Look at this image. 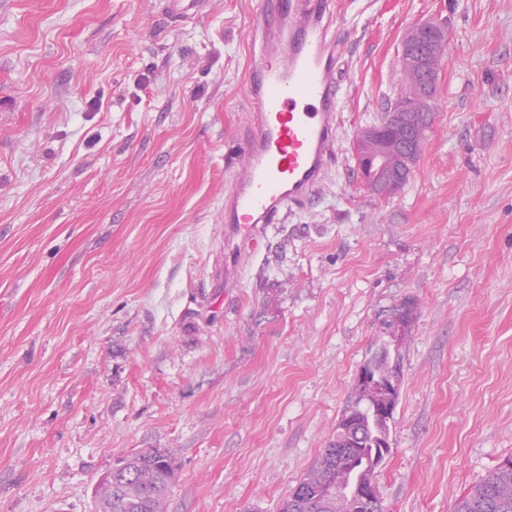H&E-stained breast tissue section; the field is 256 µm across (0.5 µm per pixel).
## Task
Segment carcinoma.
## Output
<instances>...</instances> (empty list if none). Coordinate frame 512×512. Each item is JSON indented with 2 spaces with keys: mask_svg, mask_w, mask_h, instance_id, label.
<instances>
[{
  "mask_svg": "<svg viewBox=\"0 0 512 512\" xmlns=\"http://www.w3.org/2000/svg\"><path fill=\"white\" fill-rule=\"evenodd\" d=\"M386 395L377 386L357 393L344 417L353 426V440L344 447L329 442L286 500L280 512H351L346 493H336V482L349 474L383 464L390 451L392 417L376 414L373 403ZM134 472L112 477V500L105 512H165L175 468L169 453L140 452ZM453 512H512V458L500 462L481 482L470 488Z\"/></svg>",
  "mask_w": 512,
  "mask_h": 512,
  "instance_id": "cac0c4a2",
  "label": "carcinoma"
}]
</instances>
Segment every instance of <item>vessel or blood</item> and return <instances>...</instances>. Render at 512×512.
<instances>
[{"label": "vessel or blood", "mask_w": 512, "mask_h": 512, "mask_svg": "<svg viewBox=\"0 0 512 512\" xmlns=\"http://www.w3.org/2000/svg\"><path fill=\"white\" fill-rule=\"evenodd\" d=\"M261 50L248 69L241 157L224 194L225 287H234L267 225L312 201L338 162L345 28L332 0H260Z\"/></svg>", "instance_id": "obj_1"}]
</instances>
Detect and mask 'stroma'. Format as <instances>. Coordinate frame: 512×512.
I'll return each instance as SVG.
<instances>
[{"label":"stroma","instance_id":"stroma-1","mask_svg":"<svg viewBox=\"0 0 512 512\" xmlns=\"http://www.w3.org/2000/svg\"><path fill=\"white\" fill-rule=\"evenodd\" d=\"M336 173L235 288L224 193L258 0H0V512H94L123 458L171 453L166 512H278L356 397L401 371L384 512H452L512 457V0H335ZM446 22L404 188L356 138ZM423 41L429 45V52L412 50V47ZM450 42L448 26L441 23H423L411 28L402 39V53L399 59L401 67L411 65L428 77L432 68L431 59L446 53ZM422 95L429 102L431 100V87L429 79L424 81ZM404 171L405 167L403 164L395 166L391 162L386 148H382L374 156L366 155L360 168L364 181L369 182L373 180L378 182L385 194L393 188L400 174ZM364 366L375 373L379 378L393 380L394 358L391 357L389 346L384 344L372 353L371 357L366 361Z\"/></svg>","mask_w":512,"mask_h":512}]
</instances>
